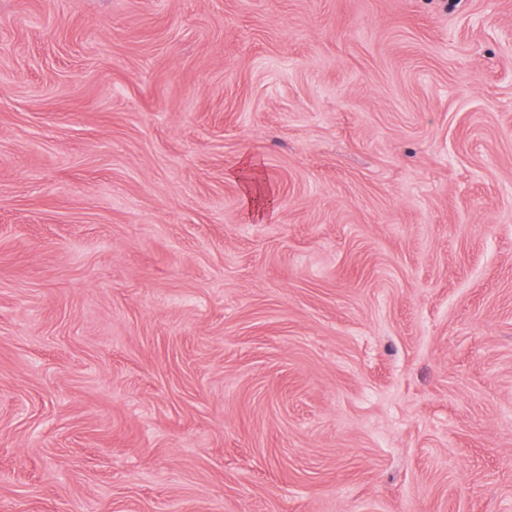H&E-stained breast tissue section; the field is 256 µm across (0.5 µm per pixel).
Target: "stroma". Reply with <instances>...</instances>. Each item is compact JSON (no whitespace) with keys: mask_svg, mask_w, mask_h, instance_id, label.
I'll return each instance as SVG.
<instances>
[{"mask_svg":"<svg viewBox=\"0 0 512 512\" xmlns=\"http://www.w3.org/2000/svg\"><path fill=\"white\" fill-rule=\"evenodd\" d=\"M0 512H512V0H0ZM237 173L244 185L243 201L247 217H260L262 212L271 210L275 206L276 194L261 181L254 159L244 158Z\"/></svg>","mask_w":512,"mask_h":512,"instance_id":"1","label":"stroma"}]
</instances>
